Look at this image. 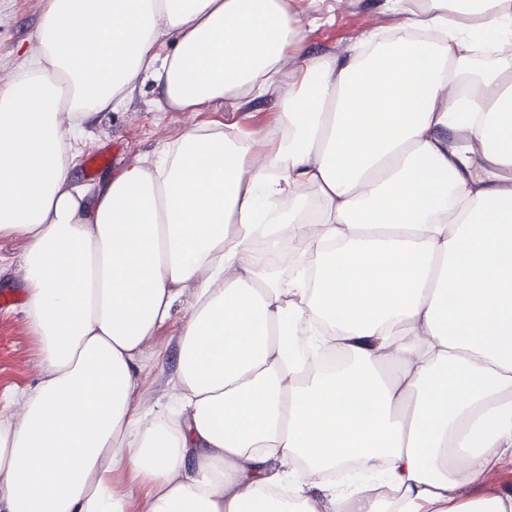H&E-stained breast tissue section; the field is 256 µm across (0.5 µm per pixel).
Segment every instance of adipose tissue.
I'll list each match as a JSON object with an SVG mask.
<instances>
[{"mask_svg": "<svg viewBox=\"0 0 512 512\" xmlns=\"http://www.w3.org/2000/svg\"><path fill=\"white\" fill-rule=\"evenodd\" d=\"M387 2L408 35L310 56L290 0H48L0 89V271L40 356L0 395V512H512L483 487L512 458V0ZM146 83L275 97L278 133L195 125L75 185L86 122ZM262 225L313 275L254 259ZM186 320V314L182 307H177L174 310V314L172 320L169 324L164 326L159 332L158 336L154 339V341L148 346L146 350L147 357H151L154 353L156 347L158 346H168V352L171 358H175L176 348H175V337L179 335L182 330Z\"/></svg>", "mask_w": 512, "mask_h": 512, "instance_id": "obj_1", "label": "adipose tissue"}]
</instances>
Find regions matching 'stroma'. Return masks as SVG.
Returning <instances> with one entry per match:
<instances>
[{
	"label": "stroma",
	"mask_w": 512,
	"mask_h": 512,
	"mask_svg": "<svg viewBox=\"0 0 512 512\" xmlns=\"http://www.w3.org/2000/svg\"><path fill=\"white\" fill-rule=\"evenodd\" d=\"M47 0H0V83L7 81L32 54L36 30ZM295 9L304 22L302 45L313 54L345 53L369 33L400 31L403 16L389 8L387 0H297ZM275 103L255 101L240 110L231 104L205 112L159 111L151 86L137 89L119 109L100 113L77 146L75 178L90 184L87 157L110 148L109 172L121 170L134 157L152 156L158 146L174 141L192 124L239 121L258 138L276 134ZM15 295V305L0 308V391L34 382L38 373L37 343L24 313L25 290L14 274L0 276V292Z\"/></svg>",
	"instance_id": "obj_1"
}]
</instances>
